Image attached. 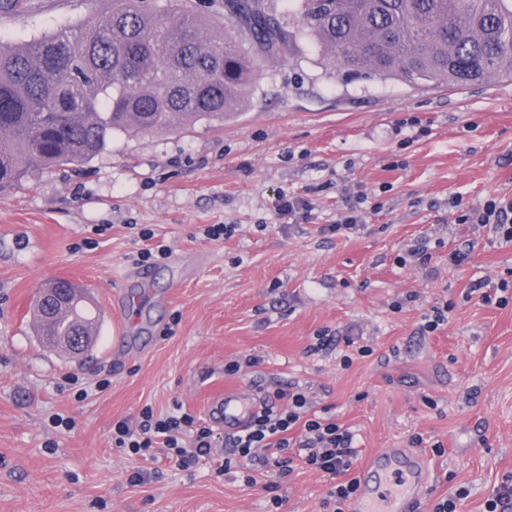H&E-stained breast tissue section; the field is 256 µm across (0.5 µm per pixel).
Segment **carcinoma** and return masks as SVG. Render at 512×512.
<instances>
[{"label":"carcinoma","mask_w":512,"mask_h":512,"mask_svg":"<svg viewBox=\"0 0 512 512\" xmlns=\"http://www.w3.org/2000/svg\"><path fill=\"white\" fill-rule=\"evenodd\" d=\"M224 0L225 33L189 0L166 18L144 0H111L80 27L0 48V191L34 166L81 167L120 132L169 129L234 111L253 87L257 57L291 54L308 37L351 75L451 85L512 78V0ZM37 335L66 334L50 308Z\"/></svg>","instance_id":"cac0c4a2"}]
</instances>
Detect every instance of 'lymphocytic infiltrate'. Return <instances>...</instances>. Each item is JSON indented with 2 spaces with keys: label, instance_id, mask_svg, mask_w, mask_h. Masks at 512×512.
Returning <instances> with one entry per match:
<instances>
[{
  "label": "lymphocytic infiltrate",
  "instance_id": "obj_1",
  "mask_svg": "<svg viewBox=\"0 0 512 512\" xmlns=\"http://www.w3.org/2000/svg\"><path fill=\"white\" fill-rule=\"evenodd\" d=\"M226 443L231 455L221 464V471L258 459L275 472L277 479L267 489L276 510L287 502L279 492L278 479L291 473L298 459L333 478L331 512H345L346 502L357 489V482L350 475L358 457L352 433L335 419L312 412L303 392L279 391L265 396L261 411L250 425L227 438ZM112 445L133 455L162 449L170 462L182 470L209 460L212 453L210 429L199 425L194 415L178 409L161 417L148 407L142 410L137 424L117 421L112 427Z\"/></svg>",
  "mask_w": 512,
  "mask_h": 512
}]
</instances>
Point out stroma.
I'll use <instances>...</instances> for the list:
<instances>
[{
	"instance_id": "obj_1",
	"label": "stroma",
	"mask_w": 512,
	"mask_h": 512,
	"mask_svg": "<svg viewBox=\"0 0 512 512\" xmlns=\"http://www.w3.org/2000/svg\"><path fill=\"white\" fill-rule=\"evenodd\" d=\"M4 2L3 44L110 7ZM284 196L305 208L281 214ZM490 197L512 200V80L353 79L304 38L286 59L260 60L253 91L224 121L120 133L82 168L29 169L0 193V512H271L261 465L249 486L238 468L181 470L112 446L115 422L177 403L202 420L227 385L303 388L364 456L422 436L434 485L419 512L459 489V512H484L512 472V303L469 290L512 282V242L459 217ZM352 212L360 233L324 232ZM209 224L235 231L210 240ZM422 238L428 266L404 262ZM158 242L169 256L136 264ZM467 247L470 262L451 265ZM144 269L150 281L114 310L113 293ZM57 278L85 288L104 316L90 357L61 356L35 334L36 293ZM446 301L447 323L423 331ZM234 361L240 372L226 375ZM58 414L74 428H55ZM138 470L146 480L135 485ZM332 485L295 463L283 512H326Z\"/></svg>"
}]
</instances>
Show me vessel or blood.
<instances>
[{
    "instance_id": "obj_1",
    "label": "vessel or blood",
    "mask_w": 512,
    "mask_h": 512,
    "mask_svg": "<svg viewBox=\"0 0 512 512\" xmlns=\"http://www.w3.org/2000/svg\"><path fill=\"white\" fill-rule=\"evenodd\" d=\"M260 400L240 388L217 391L208 404L209 416L225 434L243 431L260 410ZM358 489L346 512H417L433 484L428 458L410 448H385L361 464Z\"/></svg>"
}]
</instances>
